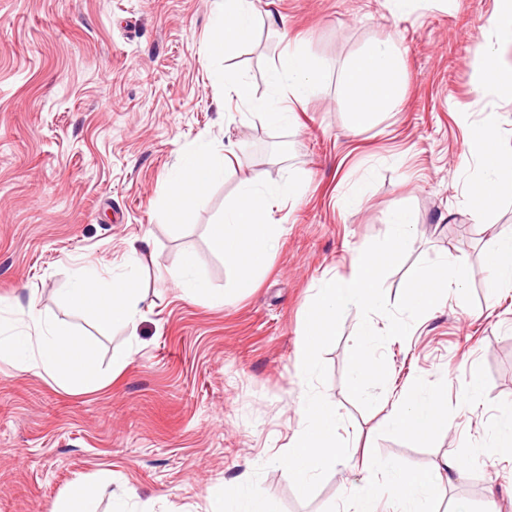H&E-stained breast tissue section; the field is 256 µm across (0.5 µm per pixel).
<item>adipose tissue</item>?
Masks as SVG:
<instances>
[{
	"label": "adipose tissue",
	"mask_w": 512,
	"mask_h": 512,
	"mask_svg": "<svg viewBox=\"0 0 512 512\" xmlns=\"http://www.w3.org/2000/svg\"><path fill=\"white\" fill-rule=\"evenodd\" d=\"M257 24L254 0H221L217 21L207 40L208 57L229 58L249 43ZM322 72L320 66L299 48L285 50L267 79L275 95L265 100L254 99L249 83L242 77L217 72L214 81L224 90L225 98L246 106L250 115L270 126L291 122L293 103L305 100ZM405 74L397 61V52L389 43H380L353 59L342 75L343 94L350 106L351 123L362 129L388 112L401 96ZM236 144L216 146L200 143L179 151L178 164L166 178L165 194L174 216H183L197 196L209 184L224 175V165L209 162L211 153L235 154ZM480 164L478 186L487 190L482 203L471 211L484 216L496 210L500 189L512 182V157L499 146V125L495 115H488L469 146ZM299 191L295 180L268 184L258 179L244 181L236 200L224 210L222 220L210 225L211 250L240 274L239 289L251 288L254 277L269 262L283 225L271 218L273 203L294 197ZM141 266L138 246H131L116 272L103 277L100 266L93 262L81 265L72 288L66 296L68 308L97 317L105 328H122L127 333L124 348L113 351L112 370L120 372L132 360L139 345V328L144 318V297L134 282ZM186 299L221 305L227 293L210 288L197 273L193 254H184L173 277ZM8 354L19 370L50 378L61 387L74 391L98 389L105 382L95 362L92 343L64 327L36 306L25 308L0 303V354ZM443 394L424 393L413 387L406 396L395 398L387 414L377 423L378 429L396 431L412 439L422 440L435 432L442 417ZM366 467L381 472L388 489L403 500L431 501L444 473L463 474L462 461L447 456L440 471L408 469L391 459L364 456ZM111 470L101 469L89 477L73 480L54 503L51 512H95L99 489L112 485Z\"/></svg>",
	"instance_id": "ef3b65f1"
}]
</instances>
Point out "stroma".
Instances as JSON below:
<instances>
[{"mask_svg":"<svg viewBox=\"0 0 512 512\" xmlns=\"http://www.w3.org/2000/svg\"><path fill=\"white\" fill-rule=\"evenodd\" d=\"M253 39L224 60L205 57L213 0H0V299L36 304L93 339L110 370L122 331L103 333L71 312L65 294L87 261L122 260L148 238L136 281L143 289L142 346L105 386L68 392L51 379L0 359V512H50L69 482L102 467L116 477L101 490L109 512L123 487L128 512H209L208 491L239 483L269 512H350V492L381 486V473L347 456L309 500L275 462L303 426L307 386L295 370L298 333L322 279L342 276L352 257L388 232L385 216L411 206L414 246L386 275L396 302L421 259L450 256L469 272L474 305L450 288L444 305L384 348L382 400L362 409L345 377L360 324L342 317L322 358L319 390L342 422L341 438L410 468L468 463L442 483L433 512H512V451L494 424L512 416V287L490 283L486 258L512 227V189L496 213L475 222L463 195L477 177L469 143L487 113H498L501 148L512 154V104L475 92L484 52L512 65L490 17L495 0H256ZM389 42L406 72L401 99L377 123L350 128L341 94L343 66ZM300 47L321 76L294 122L269 126L224 101L213 72L246 79L271 96L269 69L286 45ZM203 141L238 144L224 177L185 217H170L162 188L179 148ZM303 179L300 195L276 213L285 227L254 289L221 307L184 299L169 277L184 253L217 289L235 269L214 255L207 228L250 178ZM364 181L357 205L350 188ZM481 374L471 394L472 371ZM419 383L445 392L447 424L412 441L379 431L388 399ZM376 512H404L383 490Z\"/></svg>","mask_w":512,"mask_h":512,"instance_id":"1","label":"stroma"}]
</instances>
